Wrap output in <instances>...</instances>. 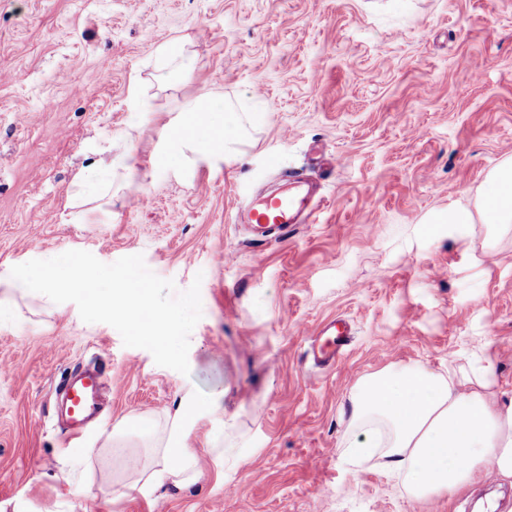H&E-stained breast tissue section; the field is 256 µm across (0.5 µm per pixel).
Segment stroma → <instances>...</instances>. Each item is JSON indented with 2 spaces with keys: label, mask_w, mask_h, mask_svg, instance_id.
Returning a JSON list of instances; mask_svg holds the SVG:
<instances>
[{
  "label": "stroma",
  "mask_w": 512,
  "mask_h": 512,
  "mask_svg": "<svg viewBox=\"0 0 512 512\" xmlns=\"http://www.w3.org/2000/svg\"><path fill=\"white\" fill-rule=\"evenodd\" d=\"M174 38L183 65L161 84L150 52ZM203 91L235 108L247 139L178 181L152 161L156 131ZM105 146L119 165L135 154L138 178L115 174L111 200L75 218L73 178ZM509 157L512 0H0V280L69 250L140 254L177 290L200 281L202 302L184 375L74 303L11 296L0 512H474L490 493L512 512L511 486L417 501L343 455L349 394L388 365L464 369L489 348L512 397V226L437 221L475 207ZM283 170L321 183L325 202L287 239L253 242L232 214ZM332 318L355 338L323 373L304 352ZM90 363L102 417L71 438L55 386ZM217 391L222 409L185 425L194 483L146 495L118 471L107 447L151 463L181 399ZM218 448L240 464L219 468Z\"/></svg>",
  "instance_id": "35a3bbf8"
}]
</instances>
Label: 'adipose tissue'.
<instances>
[{"label": "adipose tissue", "instance_id": "1", "mask_svg": "<svg viewBox=\"0 0 512 512\" xmlns=\"http://www.w3.org/2000/svg\"><path fill=\"white\" fill-rule=\"evenodd\" d=\"M243 142L241 119L230 106L198 95L178 103L159 129L157 162L182 178L201 161L237 153ZM112 159H100L76 174L70 205L78 208L107 196ZM512 224V158L489 171L478 209H451L447 221ZM494 358L484 354L471 370L440 373L423 363L389 366L361 379L349 395L350 439L344 455L356 467L380 460L403 478L410 498L452 496L471 488L483 472L512 483V402L496 391ZM198 409L193 397L181 400L156 468L140 489L149 493L176 481L195 480L193 454L184 446L183 422Z\"/></svg>", "mask_w": 512, "mask_h": 512}]
</instances>
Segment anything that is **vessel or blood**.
<instances>
[{"instance_id": "vessel-or-blood-1", "label": "vessel or blood", "mask_w": 512, "mask_h": 512, "mask_svg": "<svg viewBox=\"0 0 512 512\" xmlns=\"http://www.w3.org/2000/svg\"><path fill=\"white\" fill-rule=\"evenodd\" d=\"M288 180L294 183V191L247 203L235 213L234 222L250 226L256 241L288 237L296 225L312 218L316 194L310 193L300 175H289ZM352 341V328L345 320L333 318L323 323L311 345L314 367L331 370ZM99 385V372L78 370L59 386V394L67 396L70 402L68 414L73 434H80L83 425L97 414Z\"/></svg>"}]
</instances>
